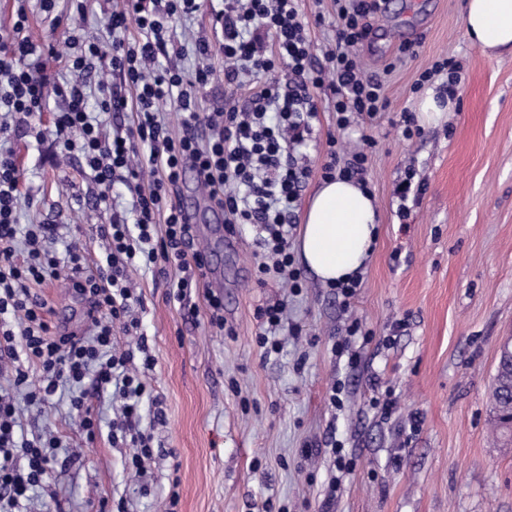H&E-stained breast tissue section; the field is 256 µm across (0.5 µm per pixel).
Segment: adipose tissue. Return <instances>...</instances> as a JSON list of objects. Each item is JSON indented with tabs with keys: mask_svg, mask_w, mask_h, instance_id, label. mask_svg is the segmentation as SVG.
<instances>
[{
	"mask_svg": "<svg viewBox=\"0 0 512 512\" xmlns=\"http://www.w3.org/2000/svg\"><path fill=\"white\" fill-rule=\"evenodd\" d=\"M463 23L484 52L512 55V0H465ZM376 234L370 193L350 180H326L306 208L300 259L323 283L345 280L362 271Z\"/></svg>",
	"mask_w": 512,
	"mask_h": 512,
	"instance_id": "obj_1",
	"label": "adipose tissue"
}]
</instances>
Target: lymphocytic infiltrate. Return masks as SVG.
<instances>
[{
  "label": "lymphocytic infiltrate",
  "instance_id": "obj_1",
  "mask_svg": "<svg viewBox=\"0 0 512 512\" xmlns=\"http://www.w3.org/2000/svg\"><path fill=\"white\" fill-rule=\"evenodd\" d=\"M27 2L17 0L12 30L0 34V137L23 130L49 100L59 101L51 132L36 131V140L51 139L57 152L82 156L97 187L94 205L108 203L115 183L136 185V222L128 224L121 213H113L98 230L104 252L96 260L76 247L58 254L55 225L32 224L19 232L20 174L13 150L0 147V366L11 369L6 383H0V512H28L30 490L45 487L62 446L52 430L18 434L16 400L46 409L64 383L79 389L71 406L89 441L99 434L100 422L84 382L99 393L118 388L121 403L109 436L130 449L125 469L139 479L150 478L154 438L141 427V403L151 389L132 365L139 356L149 370L154 359L142 341L116 350L112 327L118 323L127 331L139 325L131 316L135 296L127 275L135 261L156 270L166 299L173 302L184 301L204 276L206 257L194 249L191 226L170 194L185 171L196 172L209 203L222 212L227 232L240 224L256 225L262 250L258 273L281 276L297 292L303 284L289 233L311 171L297 166L290 153L305 145L317 119L312 93L322 92L336 116L337 132L328 135L326 160L319 168L324 180L367 184L372 135L361 134L362 149L348 152L339 133L357 116L371 125L389 105L381 80L366 72L358 56L378 0H333L336 29L321 65L312 61L308 24L297 0H224L214 12L221 38L215 44L196 40L198 63L190 72L172 63L183 48L171 21L198 12L201 0H122L121 8L106 17L101 37L83 41L69 54L72 77L63 83L45 65L58 57L56 46L28 32ZM132 23L143 38L130 44L123 35ZM217 54L224 58L228 83L243 86L260 73L268 80L246 104L202 113L194 92L208 82V62ZM283 65L288 68L284 81L278 77ZM92 85L100 93L97 120L88 111ZM165 101L179 111V131H172L159 111ZM127 110L133 120L126 130L105 131L103 116ZM141 149L148 153L146 168L157 174L146 191L138 188L144 168L134 164ZM64 269L71 288L93 307L79 335L53 332L37 292Z\"/></svg>",
  "mask_w": 512,
  "mask_h": 512
}]
</instances>
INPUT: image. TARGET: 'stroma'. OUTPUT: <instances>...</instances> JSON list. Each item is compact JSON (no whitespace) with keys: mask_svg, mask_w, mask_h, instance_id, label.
I'll list each match as a JSON object with an SVG mask.
<instances>
[{"mask_svg":"<svg viewBox=\"0 0 512 512\" xmlns=\"http://www.w3.org/2000/svg\"><path fill=\"white\" fill-rule=\"evenodd\" d=\"M463 0H388L372 18L360 55L389 101L375 120L369 182L380 224L362 286L351 308L310 272L300 294L276 278L258 281L256 231L239 225L215 237L195 231L214 274L192 289L186 305L167 302L160 278L129 268L143 303L140 331L155 359L147 380L165 413L154 429L159 456L149 491L124 469V449L108 432L117 391L89 398L100 419L86 442L69 390L43 416L23 410L24 435L51 425L76 456L54 468L51 493L33 494V512H100L103 500L124 498L129 512H165L179 479L177 512H512V448L490 434L492 390L500 344L512 336V56L490 57L464 35ZM120 0H96L77 20L72 0H56V25L29 0L33 37L68 48L71 38L98 33ZM415 53L400 56L398 31ZM461 65L460 105L422 136L405 139L396 122L415 109L413 85L438 58ZM209 83L197 89L200 111L242 102L247 87L228 84L224 59L210 61ZM319 121L297 163L313 168L297 212L320 182L326 134L335 116L315 93ZM28 204L19 224H54L58 247L82 242L98 255L99 225L113 212L134 221L133 195L122 184L112 209L68 205L92 184L84 160L50 157L48 143L12 140ZM424 186L408 218L398 216L396 184L406 169ZM224 300V326L212 327L206 292ZM55 330L82 333L86 302L64 281L43 288ZM283 302L300 335L280 331L278 349L259 347L258 307ZM373 333L348 336L350 315ZM349 339L360 357L336 354ZM341 383L340 404L331 401ZM391 398V415L371 403ZM342 441L354 461L338 469L328 442Z\"/></svg>","mask_w":512,"mask_h":512,"instance_id":"1","label":"stroma"}]
</instances>
